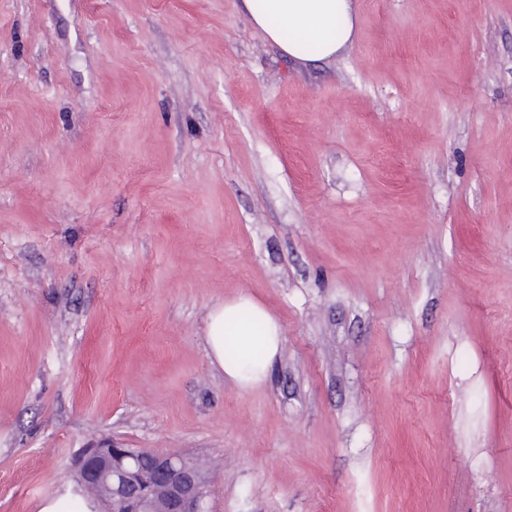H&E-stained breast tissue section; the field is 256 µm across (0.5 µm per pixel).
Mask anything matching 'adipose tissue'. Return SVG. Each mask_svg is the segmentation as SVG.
Segmentation results:
<instances>
[{"label":"adipose tissue","mask_w":512,"mask_h":512,"mask_svg":"<svg viewBox=\"0 0 512 512\" xmlns=\"http://www.w3.org/2000/svg\"><path fill=\"white\" fill-rule=\"evenodd\" d=\"M243 11L255 27L274 43L283 54L293 59L316 64L335 56L352 38L354 15L351 0H241ZM314 43V50L303 47ZM249 311L256 327L235 324L240 311ZM243 343H259L263 355L257 362H233L224 355L228 337ZM205 339L213 366L239 390L259 387L268 377L278 357L282 331L277 319L250 295L213 306L208 315Z\"/></svg>","instance_id":"ef3b65f1"}]
</instances>
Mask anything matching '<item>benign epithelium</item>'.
I'll return each mask as SVG.
<instances>
[{"label":"benign epithelium","mask_w":512,"mask_h":512,"mask_svg":"<svg viewBox=\"0 0 512 512\" xmlns=\"http://www.w3.org/2000/svg\"><path fill=\"white\" fill-rule=\"evenodd\" d=\"M142 451L110 444L83 448L74 468L81 480L103 486L114 481L124 489L119 499L105 501V512H206L209 496L207 464L190 460L178 452L156 459L166 488L163 501H155L141 487L137 462Z\"/></svg>","instance_id":"1"}]
</instances>
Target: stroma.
Listing matches in <instances>:
<instances>
[{
	"instance_id": "35a3bbf8",
	"label": "stroma",
	"mask_w": 512,
	"mask_h": 512,
	"mask_svg": "<svg viewBox=\"0 0 512 512\" xmlns=\"http://www.w3.org/2000/svg\"><path fill=\"white\" fill-rule=\"evenodd\" d=\"M353 8L311 65L240 0H0V512L102 442L209 512H512V0ZM243 309L248 310L242 311ZM241 311V312H240ZM240 312V313H239ZM237 313H239L237 315ZM261 330L256 331L246 325L231 324L236 319L242 322L252 321V316ZM282 331L277 319L259 302L248 294L224 301L213 306L207 315L205 339L211 364L224 373L225 379L237 386L239 390L249 391L259 387L268 377L272 363L278 357ZM228 336L238 338L246 345L252 342L258 346L244 347L230 341L226 346L230 360H249L252 362H233L224 355V343ZM258 361V362H255Z\"/></svg>"
}]
</instances>
